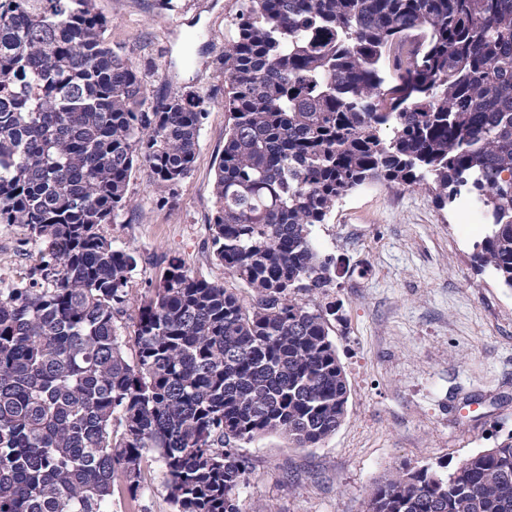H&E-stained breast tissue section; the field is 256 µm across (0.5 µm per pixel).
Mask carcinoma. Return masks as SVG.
<instances>
[{
    "instance_id": "1",
    "label": "carcinoma",
    "mask_w": 512,
    "mask_h": 512,
    "mask_svg": "<svg viewBox=\"0 0 512 512\" xmlns=\"http://www.w3.org/2000/svg\"><path fill=\"white\" fill-rule=\"evenodd\" d=\"M234 26L209 243L252 303L174 267L131 363L115 319L136 259L98 227L139 165L175 198L206 101L146 104L93 0H0V224L44 252L39 277L0 289V512H112L148 451L174 512H239V444L333 434L336 303L297 296L332 286L314 228L366 184L474 195V261L512 289V0H244ZM364 512H512V433L446 473L383 478Z\"/></svg>"
}]
</instances>
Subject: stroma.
Masks as SVG:
<instances>
[{
  "mask_svg": "<svg viewBox=\"0 0 512 512\" xmlns=\"http://www.w3.org/2000/svg\"><path fill=\"white\" fill-rule=\"evenodd\" d=\"M243 0H95L105 39L140 72L148 103L193 90L208 114L194 166L176 201L163 204L146 167L128 182L125 207L100 233L137 261L117 332L132 336L138 308L171 266L251 292L216 261L208 224L215 168L224 150V76L218 57L232 39ZM480 233L462 234L455 207H437L421 188L374 183L337 203L316 230L336 258L331 322L349 385L340 427L321 444L299 448L279 435L240 444L251 474L238 493L241 512H364L374 484L402 467L455 466L512 432V289L473 260ZM41 263L24 228L0 224V285L24 286ZM164 466L150 451L141 488L124 482L112 512H172Z\"/></svg>",
  "mask_w": 512,
  "mask_h": 512,
  "instance_id": "35a3bbf8",
  "label": "stroma"
}]
</instances>
